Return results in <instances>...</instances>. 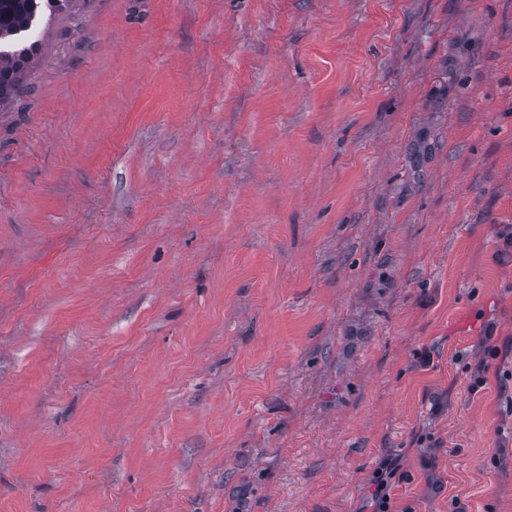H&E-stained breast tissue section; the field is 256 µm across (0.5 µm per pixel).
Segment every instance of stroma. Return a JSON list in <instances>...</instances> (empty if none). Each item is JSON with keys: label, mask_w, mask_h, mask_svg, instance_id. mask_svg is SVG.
<instances>
[{"label": "stroma", "mask_w": 512, "mask_h": 512, "mask_svg": "<svg viewBox=\"0 0 512 512\" xmlns=\"http://www.w3.org/2000/svg\"><path fill=\"white\" fill-rule=\"evenodd\" d=\"M40 39L0 512H377L389 463L388 512H512V0H72Z\"/></svg>", "instance_id": "35a3bbf8"}]
</instances>
